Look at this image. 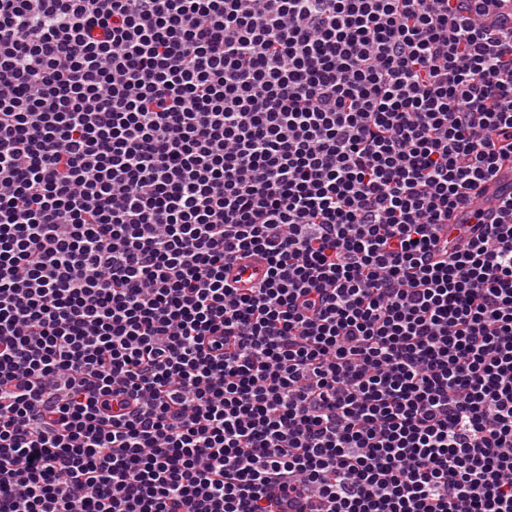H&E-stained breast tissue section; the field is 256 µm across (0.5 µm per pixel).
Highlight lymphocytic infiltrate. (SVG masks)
Here are the masks:
<instances>
[{
    "mask_svg": "<svg viewBox=\"0 0 512 512\" xmlns=\"http://www.w3.org/2000/svg\"><path fill=\"white\" fill-rule=\"evenodd\" d=\"M509 158L512 0H0V512H512ZM512 189V164L507 163L498 173V177L493 182L486 185L483 196V209L487 216H493L496 213L498 199L504 193H509Z\"/></svg>",
    "mask_w": 512,
    "mask_h": 512,
    "instance_id": "f902f5d3",
    "label": "lymphocytic infiltrate"
}]
</instances>
